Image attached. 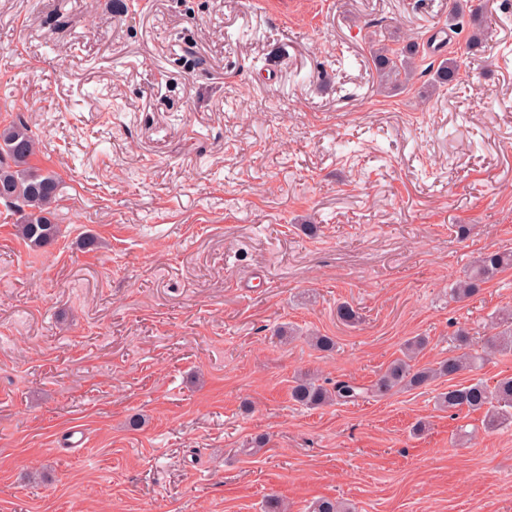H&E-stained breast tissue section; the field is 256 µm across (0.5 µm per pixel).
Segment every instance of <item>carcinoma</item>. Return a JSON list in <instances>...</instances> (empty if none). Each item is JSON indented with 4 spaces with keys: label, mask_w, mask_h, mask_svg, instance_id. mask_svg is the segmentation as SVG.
<instances>
[{
    "label": "carcinoma",
    "mask_w": 512,
    "mask_h": 512,
    "mask_svg": "<svg viewBox=\"0 0 512 512\" xmlns=\"http://www.w3.org/2000/svg\"><path fill=\"white\" fill-rule=\"evenodd\" d=\"M419 45L415 42L396 49L385 44L371 47V61L379 77L382 90L404 88L416 74ZM460 65L448 58L438 65H429L433 86H451L457 81ZM38 152V138L21 120L0 128V200L21 214L16 225L18 235L32 249L45 248L56 240L59 225L54 222L59 180L52 171L31 164ZM512 268V251H491L481 254L471 271L450 288V297L456 301L469 298L480 291L482 284L499 271ZM456 350L434 367H418L414 360L427 345L422 336H414L404 344L401 356L396 358L369 387L356 385L349 379L326 380L304 374L295 380L291 397L296 403L321 408L333 404H351L369 396L386 395L393 391L426 387L438 379L454 380L470 370L485 357L512 352V309L500 314L498 331L486 340L482 351L470 348V336L460 329L454 337ZM442 410L460 412L481 411L487 429H499L512 422V376H504L492 386L482 380L468 384H450L448 390L437 396ZM310 512H353L343 501L320 498L312 503Z\"/></svg>",
    "instance_id": "cac0c4a2"
}]
</instances>
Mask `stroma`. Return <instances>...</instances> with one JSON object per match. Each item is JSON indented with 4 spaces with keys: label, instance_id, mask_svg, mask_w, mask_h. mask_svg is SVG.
Here are the masks:
<instances>
[{
    "label": "stroma",
    "instance_id": "35a3bbf8",
    "mask_svg": "<svg viewBox=\"0 0 512 512\" xmlns=\"http://www.w3.org/2000/svg\"><path fill=\"white\" fill-rule=\"evenodd\" d=\"M384 38L457 58L456 88L381 92ZM18 119L61 234L31 251L0 201V512H512V427L448 416L446 381L290 396L306 371L370 386L412 336L422 366L461 327L482 348L512 307V268L449 296L512 250L504 0H0ZM512 268V251H491L481 254L475 261L471 271L457 280L450 288V297L461 301L480 291L482 284L499 271Z\"/></svg>",
    "mask_w": 512,
    "mask_h": 512
}]
</instances>
